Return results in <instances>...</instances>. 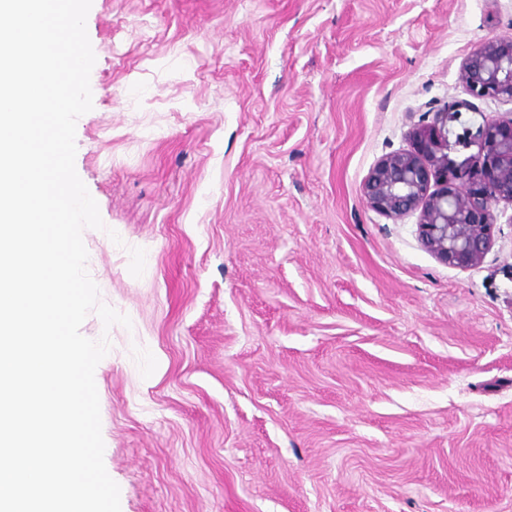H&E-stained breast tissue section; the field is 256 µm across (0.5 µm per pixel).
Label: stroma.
<instances>
[{"mask_svg":"<svg viewBox=\"0 0 512 512\" xmlns=\"http://www.w3.org/2000/svg\"><path fill=\"white\" fill-rule=\"evenodd\" d=\"M76 171L121 512H512V206L462 269L361 185L512 0H92ZM117 239H110V232Z\"/></svg>","mask_w":512,"mask_h":512,"instance_id":"35a3bbf8","label":"stroma"}]
</instances>
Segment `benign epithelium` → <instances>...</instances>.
I'll list each match as a JSON object with an SVG mask.
<instances>
[{"label":"benign epithelium","instance_id":"benign-epithelium-1","mask_svg":"<svg viewBox=\"0 0 512 512\" xmlns=\"http://www.w3.org/2000/svg\"><path fill=\"white\" fill-rule=\"evenodd\" d=\"M461 78L469 94L512 104V40L487 38L466 57ZM450 103L409 132L410 148L382 157L363 181L361 194L376 211L399 217L420 212L418 236L441 263L467 268L493 242V209L512 205V116L484 117L476 134L456 136L477 153L460 162L448 155Z\"/></svg>","mask_w":512,"mask_h":512}]
</instances>
